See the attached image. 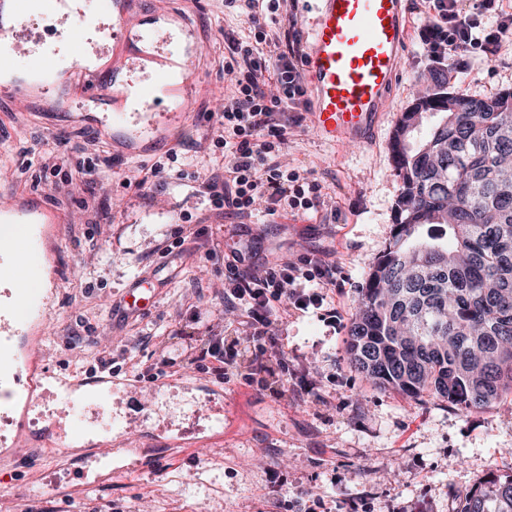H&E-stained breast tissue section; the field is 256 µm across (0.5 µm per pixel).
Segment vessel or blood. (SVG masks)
<instances>
[{"mask_svg":"<svg viewBox=\"0 0 512 512\" xmlns=\"http://www.w3.org/2000/svg\"><path fill=\"white\" fill-rule=\"evenodd\" d=\"M309 14V41L300 60L303 80L311 96V126L323 141L368 143L385 112L389 95L401 74L407 44L404 0H305ZM66 25L67 51L49 43L31 13ZM109 32L111 46L96 45L93 54L106 58L105 68L92 70L74 51L88 27ZM179 38L155 29L149 19L135 15L132 0H8L0 13V89L24 100L18 78L38 69L59 77L82 103L108 98L113 105L112 129L126 141L183 124L184 105L196 94L195 86L178 79L177 46L198 44L194 29L183 26ZM144 71L140 90L144 111L132 112L114 77L124 71ZM53 210L0 205V272L23 265L42 275L50 263ZM50 301L45 294L25 291L0 302V404L10 400L21 380L15 366L14 344L24 323L16 309L27 315L42 313ZM64 420L67 434L58 438L62 449L89 434L91 424L82 411L86 403L106 407L117 383L111 375L89 382L65 384Z\"/></svg>","mask_w":512,"mask_h":512,"instance_id":"b4317fda","label":"vessel or blood"}]
</instances>
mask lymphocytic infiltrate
I'll use <instances>...</instances> for the list:
<instances>
[{
  "label": "lymphocytic infiltrate",
  "mask_w": 512,
  "mask_h": 512,
  "mask_svg": "<svg viewBox=\"0 0 512 512\" xmlns=\"http://www.w3.org/2000/svg\"><path fill=\"white\" fill-rule=\"evenodd\" d=\"M288 0H244L250 28L248 38L233 41L224 62L229 79L224 107L211 126V142L222 163L197 174L196 190L211 206L202 218L217 224L225 216L251 215L264 205L272 218L307 212L318 206L321 186L288 167V142L303 121L306 91L299 65L300 49L281 25ZM422 21L415 33L432 57L447 61L449 71L468 65L470 54L496 55L512 32V0H481V12H494L496 27L485 31L481 13L467 10L464 0H423ZM224 281V309L234 313L245 339H227L209 331L195 352L184 355L194 364L210 359L217 367L235 362L240 343L251 344L252 375L272 374L269 344L275 343L281 313H305L322 308L321 292L311 286L335 281V266L301 256L255 268L242 254Z\"/></svg>",
  "instance_id": "f902f5d3"
}]
</instances>
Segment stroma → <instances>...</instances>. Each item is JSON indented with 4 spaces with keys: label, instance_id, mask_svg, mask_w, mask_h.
I'll list each match as a JSON object with an SVG mask.
<instances>
[{
    "label": "stroma",
    "instance_id": "obj_1",
    "mask_svg": "<svg viewBox=\"0 0 512 512\" xmlns=\"http://www.w3.org/2000/svg\"><path fill=\"white\" fill-rule=\"evenodd\" d=\"M145 15L165 10L198 31L190 73L197 87L183 128L163 142L145 138L135 152L114 146L94 122L109 100L86 114L69 93L26 110L0 96V195L56 211L57 276H45L51 307L40 318L44 370L87 377L92 356L112 352L118 377L130 380L116 398L112 428L96 432L72 455L53 448L48 430L59 397L46 395L48 417L21 418V403L0 414V444L10 418H20L28 444L0 461V512H458L459 499L487 473L489 461L512 470V394L465 415L448 403L383 391L353 371L345 355L358 291L388 246L401 191L390 142L404 112L431 84L437 61L408 35L401 77L371 146L329 144L310 120L293 131L288 164L322 185L321 203L273 223L263 211L230 217L204 230L211 258L174 249L193 218L208 208L192 190V174L215 162L210 113L224 105V59L231 38L249 34L236 0H135ZM449 90L487 98L512 89V51L476 56ZM99 136L93 184L42 176L39 153ZM178 160L161 177L150 172L169 148ZM245 262L264 267L306 255L336 267L323 310L291 314L279 325L288 357L283 383L246 384L240 370L220 372L163 364L208 325L236 328L222 306L228 275L225 237ZM148 280L154 301L132 313L122 296ZM335 310L328 325L324 310ZM111 441L107 465L94 457Z\"/></svg>",
    "mask_w": 512,
    "mask_h": 512
}]
</instances>
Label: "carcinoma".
<instances>
[{"mask_svg":"<svg viewBox=\"0 0 512 512\" xmlns=\"http://www.w3.org/2000/svg\"><path fill=\"white\" fill-rule=\"evenodd\" d=\"M404 113L426 136L391 151L402 181L391 241L360 289L350 367L379 388L469 415L512 393V91H448V72ZM460 512H512V473L488 465Z\"/></svg>","mask_w":512,"mask_h":512,"instance_id":"carcinoma-1","label":"carcinoma"}]
</instances>
